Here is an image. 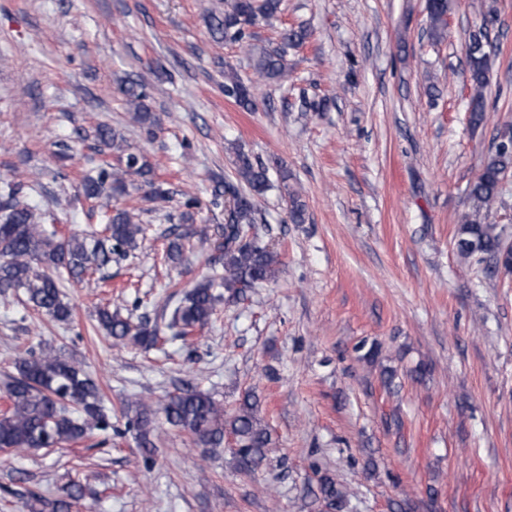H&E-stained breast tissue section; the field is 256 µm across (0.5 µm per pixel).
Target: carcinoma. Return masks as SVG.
Here are the masks:
<instances>
[{"mask_svg":"<svg viewBox=\"0 0 512 512\" xmlns=\"http://www.w3.org/2000/svg\"><path fill=\"white\" fill-rule=\"evenodd\" d=\"M281 0H224V9L211 13L210 30L217 40L242 42L259 20L279 13ZM481 24L470 31L466 45V61L470 76L467 112L474 128L485 120L486 89L489 84V61L494 46L489 27L496 20L493 9L482 2L476 4ZM429 36L444 37L448 29V0H428ZM308 32L303 25L284 28L278 46L258 48L253 55L257 78L281 85L291 81L288 51L303 46ZM134 112V120L149 130L162 125L161 115L145 104L147 94L136 83L119 85ZM224 96L240 107L252 108L253 86L245 83L232 67L224 69ZM103 152L112 149L120 153V165L102 164L87 172L81 189L88 200L101 198L107 191L114 196L128 194L127 178L138 176L157 198L166 190L154 178L153 167L137 152L124 149L118 135L106 125L91 133ZM235 174L239 182L256 193L269 186L268 168L242 151H236ZM512 170V125L505 124L497 144L484 161L478 177L471 182L466 194L467 211L457 219L456 250L465 260L474 259L489 266L512 267V250L503 243L495 225L488 217L502 194V181ZM214 198L224 197V224L213 262L212 274L198 281L173 309L166 324L172 336L186 339L203 330L212 320L223 295L222 288L234 299L246 290L276 279L282 265L281 254L261 241L247 235L255 223L252 196L232 185L216 186ZM289 218L294 224L305 220V205L296 190L288 193ZM104 234L71 231L60 234L45 225V217L37 206L19 197V191L9 187L0 194V293L21 292L30 309L51 320L68 324L73 320V308L61 293L62 280L82 282L95 272L110 266L114 257H126L138 247L143 233L139 215L123 208L106 210L102 214ZM195 237L200 244L211 241L210 227L203 225L187 234H178L168 245L166 258L181 260L184 240ZM101 327L123 346L131 345L148 351L159 341V329L150 325L147 316L135 323L115 309L98 310ZM17 375L6 386L9 408L0 413V448L15 451H37L56 448L64 443H78L94 432L107 433L116 429L112 415L103 403L97 381L82 367L61 358L52 351H40L15 362ZM258 398L245 397L237 411L225 417L224 406L208 392L187 389L169 397L161 408L165 421L188 432L204 448L224 447V435L236 438V455L244 470L257 468L271 445V436L257 419ZM156 411L145 402L135 403L134 415L123 411L124 432L132 434L138 447H154L151 439ZM320 496L316 502L326 512H346L352 492L349 487L329 476L320 478ZM78 482L68 485L65 497L42 502L51 512H70L72 502L82 496Z\"/></svg>","mask_w":512,"mask_h":512,"instance_id":"1","label":"carcinoma"}]
</instances>
